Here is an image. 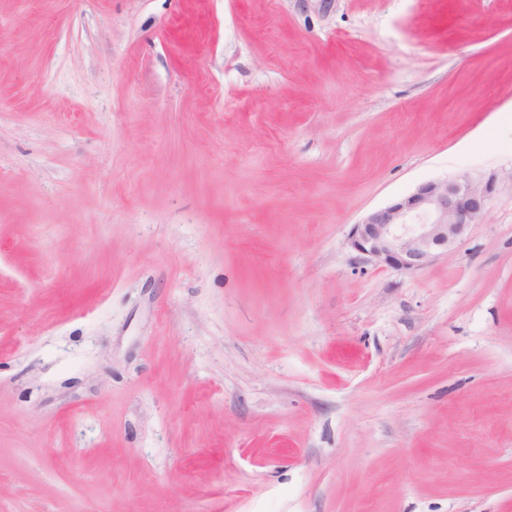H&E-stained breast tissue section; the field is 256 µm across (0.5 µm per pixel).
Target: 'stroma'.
I'll return each mask as SVG.
<instances>
[{
	"label": "stroma",
	"instance_id": "obj_1",
	"mask_svg": "<svg viewBox=\"0 0 512 512\" xmlns=\"http://www.w3.org/2000/svg\"><path fill=\"white\" fill-rule=\"evenodd\" d=\"M0 512H512V0H0ZM497 177L429 180L353 224L348 244L378 268L415 272L456 247L483 216Z\"/></svg>",
	"mask_w": 512,
	"mask_h": 512
}]
</instances>
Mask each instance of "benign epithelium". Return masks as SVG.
<instances>
[{"label": "benign epithelium", "instance_id": "7a95c632", "mask_svg": "<svg viewBox=\"0 0 512 512\" xmlns=\"http://www.w3.org/2000/svg\"><path fill=\"white\" fill-rule=\"evenodd\" d=\"M494 174L429 180L354 224L348 244L378 268L415 272L456 247L496 190Z\"/></svg>", "mask_w": 512, "mask_h": 512}]
</instances>
